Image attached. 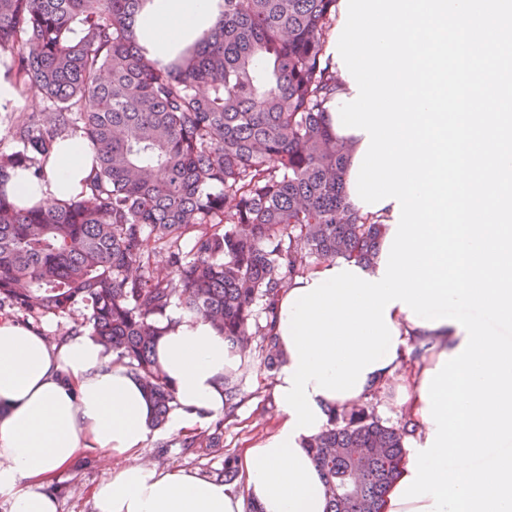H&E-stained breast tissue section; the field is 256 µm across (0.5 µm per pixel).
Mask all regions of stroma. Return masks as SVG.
I'll return each mask as SVG.
<instances>
[{
	"label": "stroma",
	"instance_id": "1",
	"mask_svg": "<svg viewBox=\"0 0 512 512\" xmlns=\"http://www.w3.org/2000/svg\"><path fill=\"white\" fill-rule=\"evenodd\" d=\"M275 377V372L256 363L238 371L241 402L234 416L220 426L210 418L192 429L196 435L217 434L216 447H180L182 433L163 427L140 448L137 461L160 470L184 468L215 476L223 469L225 460H237L244 449L260 444L278 428L282 414L274 394ZM109 468L105 457L84 450L71 465L55 472L49 487L57 493L58 512H93L92 493Z\"/></svg>",
	"mask_w": 512,
	"mask_h": 512
}]
</instances>
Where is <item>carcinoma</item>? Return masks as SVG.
Returning <instances> with one entry per match:
<instances>
[{
  "mask_svg": "<svg viewBox=\"0 0 512 512\" xmlns=\"http://www.w3.org/2000/svg\"><path fill=\"white\" fill-rule=\"evenodd\" d=\"M141 2L0 0V52L46 102L11 120L20 149L0 151V183L16 168L41 176L67 134L96 163L86 192L48 208L0 191V306L32 318L84 309L65 335L87 331L116 354L159 427L176 407L154 355L172 305L271 370L280 291L315 262L370 264L384 224L347 200L349 147L325 119L339 88L326 54L337 0H224L205 44L168 65L136 43ZM147 229L160 251L144 250ZM258 301L266 324L253 331ZM239 403L224 382V416ZM407 434L367 403L334 413L309 442L327 512H380Z\"/></svg>",
  "mask_w": 512,
  "mask_h": 512,
  "instance_id": "cac0c4a2",
  "label": "carcinoma"
}]
</instances>
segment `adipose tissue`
Segmentation results:
<instances>
[{"label":"adipose tissue","instance_id":"1","mask_svg":"<svg viewBox=\"0 0 512 512\" xmlns=\"http://www.w3.org/2000/svg\"><path fill=\"white\" fill-rule=\"evenodd\" d=\"M223 9L224 0H144L134 21L136 42L148 59L170 62L204 42ZM93 155L85 139L66 137L45 165L44 178L20 171L0 189L28 206L79 195ZM389 315L400 334L397 359L368 373L357 399L396 389L412 437L423 445L430 429L422 417L425 372L436 367L441 354L455 353L465 333L452 323L435 329L415 325L397 307ZM170 317L155 353L178 402L169 427L184 431L223 409L224 378L238 358L206 319L183 311ZM414 347L420 354L413 369H402V358ZM152 417L141 381L96 337L83 333L52 343L45 332L0 319V496L8 512H57L56 497L43 482L83 450L122 463L95 487L93 512H246L251 504L264 512L254 488L241 497L222 480L136 462Z\"/></svg>","mask_w":512,"mask_h":512}]
</instances>
